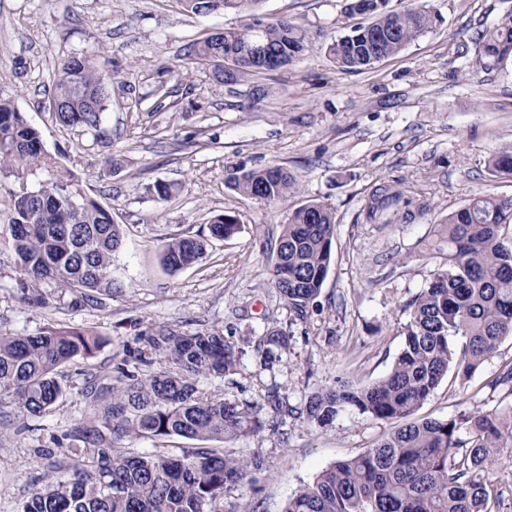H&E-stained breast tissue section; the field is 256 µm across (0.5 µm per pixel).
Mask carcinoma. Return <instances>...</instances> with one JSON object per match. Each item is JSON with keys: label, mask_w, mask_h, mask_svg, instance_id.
I'll return each mask as SVG.
<instances>
[{"label": "carcinoma", "mask_w": 512, "mask_h": 512, "mask_svg": "<svg viewBox=\"0 0 512 512\" xmlns=\"http://www.w3.org/2000/svg\"><path fill=\"white\" fill-rule=\"evenodd\" d=\"M193 14L238 12L260 0H176ZM389 0H346L345 13L369 23L326 47L341 71H360L398 54L441 22L426 6L400 11ZM307 32L288 20L259 24L255 32L226 28L193 44L190 57L211 64L220 82L235 84L257 72L252 48L261 47L280 67L305 50ZM472 65L490 72L512 58V19L476 33ZM112 74L95 57L60 60L51 98L60 101L62 125L98 127L109 98ZM495 176H512V149L488 161ZM18 182L0 203V246L17 271L22 302L40 308L80 294L84 303L112 296L113 258L124 247L122 225L95 200L61 175L39 131L8 100L0 99V172ZM231 183L238 192L269 203L294 194L295 175L279 165L240 170ZM401 199L389 183L373 189L368 211ZM336 216L309 201L291 211L276 243L274 286L300 314L325 281L332 256ZM512 198L487 191L438 225L434 251L443 260L425 288L405 307L404 345L379 381L353 388L339 384L316 393L304 412L319 425L350 407L401 426L364 452L339 460L288 499L285 512H487L486 465L512 455V413L476 410L461 419L410 420L440 382L454 370L468 378L512 334ZM240 218H213L210 235L229 238ZM207 241L172 237L161 245V263L178 271L197 263ZM99 337L73 326L42 328L33 335L0 333V395L12 397L19 412L42 417L63 395L58 372L77 356L94 355ZM288 348V336L272 330L255 346L264 365ZM242 351L222 332L184 333L171 326L152 329L140 352L143 365L156 357L165 368L137 378L92 380L86 391L89 422L76 428L82 449L73 452L61 476L36 491L22 512H217L224 490L241 485L261 457L239 458L214 448L121 453L103 430L141 437L180 436L224 441L261 429V407L249 402L211 400L198 394L200 375L223 377L235 370ZM468 425L469 441L459 452L457 432Z\"/></svg>", "instance_id": "obj_1"}]
</instances>
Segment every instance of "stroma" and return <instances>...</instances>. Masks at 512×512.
Listing matches in <instances>:
<instances>
[{
	"label": "stroma",
	"mask_w": 512,
	"mask_h": 512,
	"mask_svg": "<svg viewBox=\"0 0 512 512\" xmlns=\"http://www.w3.org/2000/svg\"><path fill=\"white\" fill-rule=\"evenodd\" d=\"M441 25L371 68L346 73L325 53L357 25L345 0H263L258 12L196 15L174 0H0V98L10 100L41 134L59 171L123 225L127 247L113 261L119 294L102 306L32 308L18 298L16 272L0 267V331L33 334L48 325L92 328L102 345L60 372L64 394L41 418L0 403V512H20L55 481L65 435L85 416L88 374L145 377L161 369L135 361L156 326L192 333L221 331L244 354L232 374L202 376V396L262 405L268 425L218 443V450L260 456L261 470L225 490L219 512H284L289 497L336 461L356 456L394 431L396 422L348 408L328 425L302 411L322 389L367 386L390 370L403 343L405 306L440 260L433 227L480 190L512 198V179L491 175L492 150L512 148V61L492 72L471 68L475 33L512 18V0H429ZM286 19L311 41L286 68L233 86L193 67L191 44L254 20ZM90 54L112 73L110 100L94 130L59 124L47 108L64 55ZM122 160L112 168L110 157ZM268 164L288 168L299 191L273 204L232 189L231 175ZM173 184L162 200L152 187ZM387 182L399 202L369 215L370 191ZM336 215L332 259L318 298L296 314L272 281L270 247L288 213L307 201ZM241 224L224 240L210 237L214 216ZM173 236L209 245L190 268L165 269L159 246ZM289 345L272 364L254 352L267 330ZM512 365V337L470 378L448 377L428 397L421 419L474 409L512 412V383L496 378ZM277 392L289 415L266 407ZM124 453L195 447L179 436L110 439Z\"/></svg>",
	"instance_id": "obj_1"
}]
</instances>
